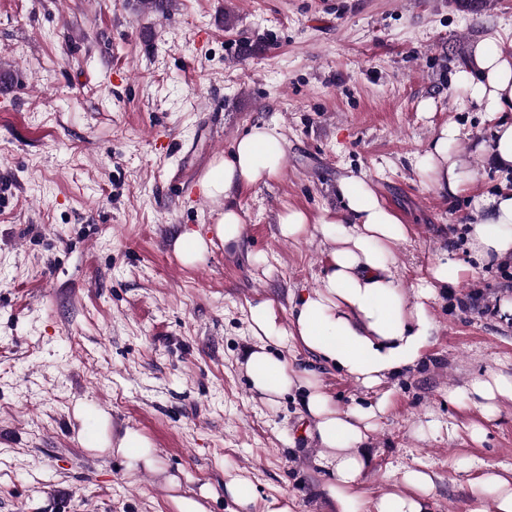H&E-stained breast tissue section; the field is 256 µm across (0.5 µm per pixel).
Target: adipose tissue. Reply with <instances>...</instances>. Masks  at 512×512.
<instances>
[{
	"label": "adipose tissue",
	"mask_w": 512,
	"mask_h": 512,
	"mask_svg": "<svg viewBox=\"0 0 512 512\" xmlns=\"http://www.w3.org/2000/svg\"><path fill=\"white\" fill-rule=\"evenodd\" d=\"M458 78L484 112H512V42H478ZM459 136L457 125L442 126L431 149L415 162L432 186L454 196L465 190L462 170L466 161L449 150ZM285 155L278 126L263 123L235 141L230 157L211 162L200 178V187L214 206L215 239L227 244L240 242L244 215L235 200L236 190L276 179ZM338 190L343 200L339 211L327 209L313 217L291 208L280 215L283 238H295L313 224L332 248L318 287L301 297L288 322L280 321L271 301L249 305L252 334L259 344L250 352L245 369L254 391L268 402H278L295 390L304 392V406L314 421L318 442L315 463L325 473L324 490L335 512H430L434 482L418 468L398 470L391 490L366 498L363 446L391 406L384 382L420 365L434 331L429 303L437 288L457 284L463 267L448 254H441L419 278L413 296H406L391 259L408 236L407 225L365 180L343 178ZM479 211L466 233L472 258L488 265L512 258V188L485 198ZM273 343L300 345L363 387L377 391V398L366 406L336 407L317 379L270 351ZM501 398L512 399V375L497 372L448 393L449 403L464 399L488 414L494 413ZM80 416L97 424L96 430L81 433L84 447L113 449L131 469H155L153 445L140 431L125 429L114 440L107 430V416L98 408L82 406ZM224 491L240 512H252L256 507L261 512H292L285 497L258 503L255 487L245 477L231 479ZM469 512H512V469L484 464Z\"/></svg>",
	"instance_id": "1"
}]
</instances>
